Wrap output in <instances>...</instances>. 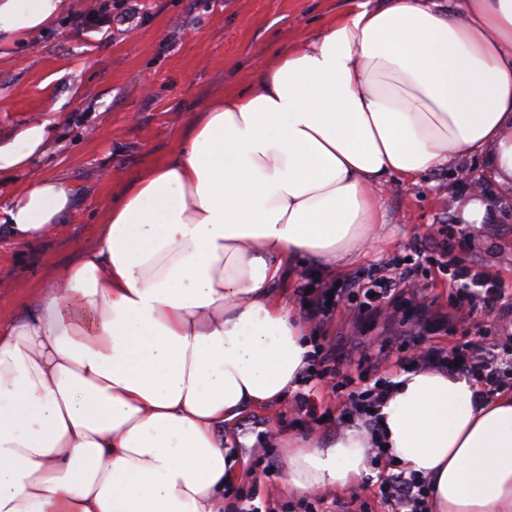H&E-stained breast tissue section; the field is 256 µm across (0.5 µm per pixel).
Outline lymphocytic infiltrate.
Instances as JSON below:
<instances>
[{"label": "lymphocytic infiltrate", "mask_w": 512, "mask_h": 512, "mask_svg": "<svg viewBox=\"0 0 512 512\" xmlns=\"http://www.w3.org/2000/svg\"><path fill=\"white\" fill-rule=\"evenodd\" d=\"M433 262V257L417 253L393 277L386 275L383 265H374L365 282L330 293L320 292L310 300L308 307L312 315L322 318L331 317L339 310L358 318L379 314L394 307L405 289L415 287L425 267ZM449 280L454 290L449 300L454 319L464 326L469 339L448 349L434 345L425 347L418 356L419 361L473 379L486 395L512 388V351L490 342L488 326L474 319L475 309L480 304L499 309L500 320L512 318V301L507 300L501 280L459 262L454 263ZM305 375L311 380H336L338 388L346 390L340 423L364 428L373 435L380 432V409L391 388L390 381L379 378L355 385L353 378L341 369L335 353L320 344L314 345L309 354ZM378 493L386 512H429V487L417 476L402 472L384 475Z\"/></svg>", "instance_id": "lymphocytic-infiltrate-1"}]
</instances>
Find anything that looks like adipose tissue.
Here are the masks:
<instances>
[{
  "label": "adipose tissue",
  "mask_w": 512,
  "mask_h": 512,
  "mask_svg": "<svg viewBox=\"0 0 512 512\" xmlns=\"http://www.w3.org/2000/svg\"><path fill=\"white\" fill-rule=\"evenodd\" d=\"M74 0H0V42ZM0 173L49 150L43 123ZM482 157L512 189V0H387L275 51L191 120L170 159L128 179L79 259L0 323V512H224L227 432L295 390L310 349L298 260L329 277L393 242L379 189ZM66 180L5 208L27 241L71 209ZM402 373L381 409L396 467L430 512H512V390ZM373 441L317 434L288 452L299 494L354 488Z\"/></svg>",
  "instance_id": "obj_1"
}]
</instances>
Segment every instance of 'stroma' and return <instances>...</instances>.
Returning a JSON list of instances; mask_svg holds the SVG:
<instances>
[{"instance_id": "35a3bbf8", "label": "stroma", "mask_w": 512, "mask_h": 512, "mask_svg": "<svg viewBox=\"0 0 512 512\" xmlns=\"http://www.w3.org/2000/svg\"><path fill=\"white\" fill-rule=\"evenodd\" d=\"M138 15L123 22L98 21L101 0H82L83 26L70 17L26 44L0 50V145L15 141L33 121L49 122L52 147L29 169L0 176V208L33 178L53 175L74 187L72 210L32 241L0 236V319L26 314V288L73 262L120 193L122 179L172 157L197 112L216 96L241 87L276 50L298 46L359 0H140ZM485 174L482 159L429 172L413 180L389 178L382 190L392 245L372 250L347 280L366 277L375 263H395L421 250L450 253L512 286V194L487 181L485 196L497 217L473 238L447 241L438 224L458 223L471 197L460 170ZM418 304L357 319L336 313L311 318L319 343L349 361L352 377L395 379L415 369L416 341L458 344L460 326L448 319V276L420 279ZM312 400L327 416L310 426L294 396L271 409L245 411L233 427L228 451L237 470L228 498L257 491L275 512L299 497L288 489V450L310 430L339 431L344 399L314 389ZM268 449V458L258 455ZM382 470L368 469L349 491H324L325 500L351 503L354 512H384L376 496Z\"/></svg>"}]
</instances>
